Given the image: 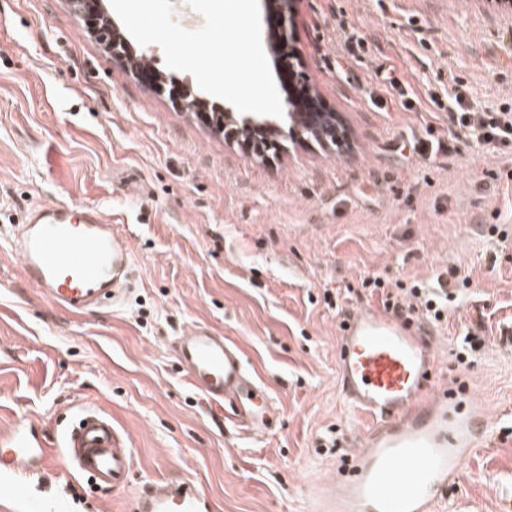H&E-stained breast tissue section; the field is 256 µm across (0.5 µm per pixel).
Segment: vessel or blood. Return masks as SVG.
Here are the masks:
<instances>
[{
	"label": "vessel or blood",
	"instance_id": "b4317fda",
	"mask_svg": "<svg viewBox=\"0 0 512 512\" xmlns=\"http://www.w3.org/2000/svg\"><path fill=\"white\" fill-rule=\"evenodd\" d=\"M7 248L26 280L60 309L81 313L115 306L125 296L133 249L98 207L58 202L33 207L14 226ZM172 350L192 387L219 414L250 434H268L270 396L248 368L240 348L198 324L176 336ZM338 376L351 410L369 425L356 433L349 473L315 493L318 512H436L465 461L488 430L481 406L462 389L439 388L430 343L394 317L373 308L347 315L338 343ZM66 455L101 487L125 486L133 456L110 419L83 409L61 434ZM54 457L26 422L0 432V498L16 497L23 469ZM128 512H214L195 484L144 485Z\"/></svg>",
	"mask_w": 512,
	"mask_h": 512
}]
</instances>
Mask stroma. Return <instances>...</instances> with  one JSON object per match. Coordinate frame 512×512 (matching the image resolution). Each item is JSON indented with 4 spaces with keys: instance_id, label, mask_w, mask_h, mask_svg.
I'll use <instances>...</instances> for the list:
<instances>
[{
    "instance_id": "obj_1",
    "label": "stroma",
    "mask_w": 512,
    "mask_h": 512,
    "mask_svg": "<svg viewBox=\"0 0 512 512\" xmlns=\"http://www.w3.org/2000/svg\"><path fill=\"white\" fill-rule=\"evenodd\" d=\"M295 82L339 113L325 147L281 121L271 160L228 141L225 99L149 56L135 77L75 0H0V236L35 204L75 200L112 215L136 264L121 304L54 307L0 244V429L23 420L58 445L82 407L110 416L133 450L129 483L103 489L58 453L22 477L73 512H123L148 482L191 481L215 512H309L366 425L346 405L336 349L343 319L385 294L457 287L432 344L449 387L485 404L491 434L438 512H512V144L479 151L447 111H512V8L500 0H292ZM186 85L201 107L176 106ZM448 149L421 155L422 144ZM378 278L382 289L365 287ZM485 325L470 365L467 325ZM204 323L234 341L274 404L255 437L217 422L172 355Z\"/></svg>"
}]
</instances>
